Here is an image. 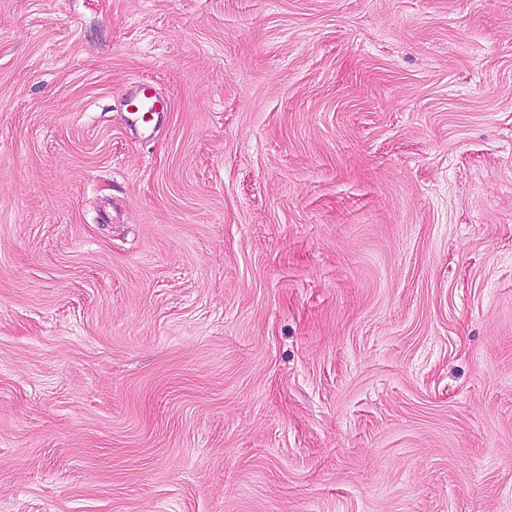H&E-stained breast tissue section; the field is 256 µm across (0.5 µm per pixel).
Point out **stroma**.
<instances>
[{
	"label": "stroma",
	"mask_w": 512,
	"mask_h": 512,
	"mask_svg": "<svg viewBox=\"0 0 512 512\" xmlns=\"http://www.w3.org/2000/svg\"><path fill=\"white\" fill-rule=\"evenodd\" d=\"M0 512H512V0H0ZM128 106H133L134 110L128 111L131 115V121L134 125H139L144 133H150L154 125L157 124L160 115L161 101L153 91L151 82L140 83L136 87L135 95L127 99ZM147 114L150 116L147 117Z\"/></svg>",
	"instance_id": "1"
}]
</instances>
